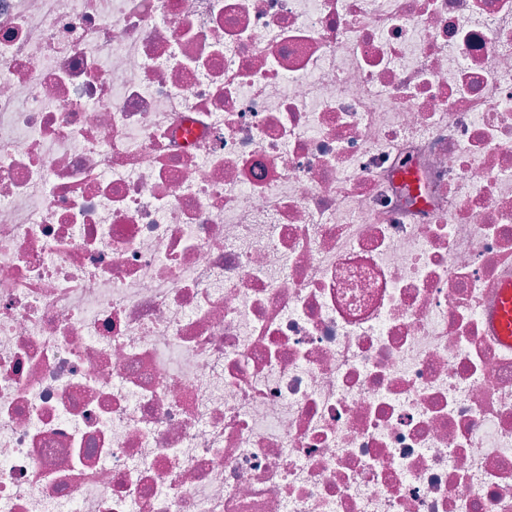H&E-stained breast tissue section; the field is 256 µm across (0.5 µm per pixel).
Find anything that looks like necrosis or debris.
Returning <instances> with one entry per match:
<instances>
[{"instance_id": "1", "label": "necrosis or debris", "mask_w": 512, "mask_h": 512, "mask_svg": "<svg viewBox=\"0 0 512 512\" xmlns=\"http://www.w3.org/2000/svg\"><path fill=\"white\" fill-rule=\"evenodd\" d=\"M505 281L512 0H0V512H512ZM498 301L491 321L500 341L512 345V282L503 283L497 289Z\"/></svg>"}]
</instances>
